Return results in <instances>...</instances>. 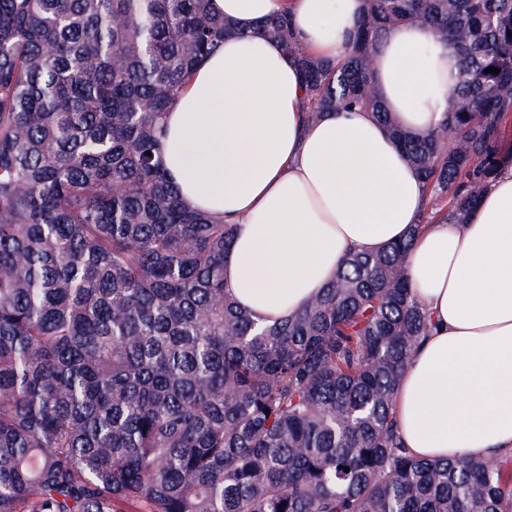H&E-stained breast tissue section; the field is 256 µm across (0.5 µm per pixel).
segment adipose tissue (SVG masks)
I'll use <instances>...</instances> for the list:
<instances>
[{
  "label": "adipose tissue",
  "instance_id": "obj_1",
  "mask_svg": "<svg viewBox=\"0 0 512 512\" xmlns=\"http://www.w3.org/2000/svg\"><path fill=\"white\" fill-rule=\"evenodd\" d=\"M234 27L167 112L161 161L189 209L236 226L224 284L263 321L300 311L351 252L412 238L413 292L433 319L403 374V443L429 460L512 454V167L464 224L412 233L427 194L371 114L327 112L305 122L304 87L259 23L289 14L307 52L344 54L362 0H211ZM460 62L423 25L393 29L372 65L405 129L444 118Z\"/></svg>",
  "mask_w": 512,
  "mask_h": 512
}]
</instances>
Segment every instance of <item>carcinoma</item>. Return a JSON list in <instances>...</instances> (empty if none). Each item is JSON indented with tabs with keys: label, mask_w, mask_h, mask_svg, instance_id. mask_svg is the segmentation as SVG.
Wrapping results in <instances>:
<instances>
[{
	"label": "carcinoma",
	"mask_w": 512,
	"mask_h": 512,
	"mask_svg": "<svg viewBox=\"0 0 512 512\" xmlns=\"http://www.w3.org/2000/svg\"><path fill=\"white\" fill-rule=\"evenodd\" d=\"M413 23L461 61L422 136L370 71ZM259 30L309 121L363 108L401 145L430 198L418 224L466 223L512 165V0H363L335 63L286 13ZM232 33L210 0H0V512H512V458L417 459L400 437L433 326L413 236L346 255L273 324L225 291L235 225L183 206L159 153L164 112Z\"/></svg>",
	"instance_id": "carcinoma-1"
}]
</instances>
